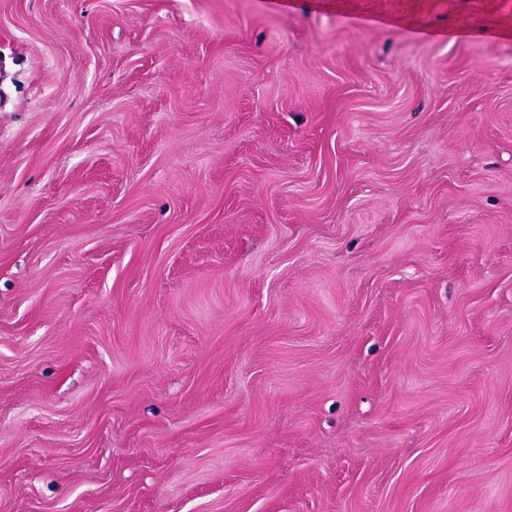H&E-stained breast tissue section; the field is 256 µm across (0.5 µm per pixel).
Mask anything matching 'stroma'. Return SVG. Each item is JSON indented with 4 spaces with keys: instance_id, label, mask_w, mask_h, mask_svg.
<instances>
[{
    "instance_id": "stroma-1",
    "label": "stroma",
    "mask_w": 512,
    "mask_h": 512,
    "mask_svg": "<svg viewBox=\"0 0 512 512\" xmlns=\"http://www.w3.org/2000/svg\"><path fill=\"white\" fill-rule=\"evenodd\" d=\"M0 512H512V0H0Z\"/></svg>"
}]
</instances>
